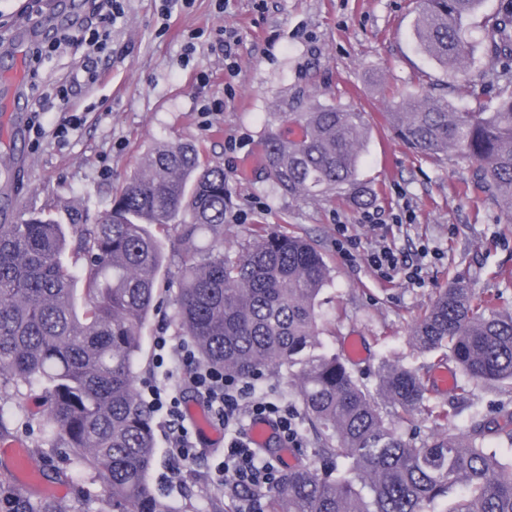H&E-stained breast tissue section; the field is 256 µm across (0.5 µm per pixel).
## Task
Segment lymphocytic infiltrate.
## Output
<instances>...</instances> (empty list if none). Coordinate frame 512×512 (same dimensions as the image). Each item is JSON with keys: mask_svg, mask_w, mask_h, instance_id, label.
Masks as SVG:
<instances>
[{"mask_svg": "<svg viewBox=\"0 0 512 512\" xmlns=\"http://www.w3.org/2000/svg\"><path fill=\"white\" fill-rule=\"evenodd\" d=\"M154 347L156 364L163 367L165 377L147 383V402L165 420L171 460L194 458L199 443L197 433L185 425L182 416L183 390L188 387L205 401L213 424L224 432V457L213 468L215 482L244 498L246 512H260L257 493L277 481L279 470L253 449L249 425L272 421L279 438L298 448L302 441L294 410L257 394L253 380L200 364L194 346L187 341L162 335L155 337ZM172 374L179 376L180 385L167 383V376Z\"/></svg>", "mask_w": 512, "mask_h": 512, "instance_id": "f902f5d3", "label": "lymphocytic infiltrate"}]
</instances>
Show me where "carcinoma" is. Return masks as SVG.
Instances as JSON below:
<instances>
[{
	"label": "carcinoma",
	"mask_w": 512,
	"mask_h": 512,
	"mask_svg": "<svg viewBox=\"0 0 512 512\" xmlns=\"http://www.w3.org/2000/svg\"><path fill=\"white\" fill-rule=\"evenodd\" d=\"M483 0H422L415 33L442 68L462 72L469 42L463 22ZM496 82L512 84V0L482 24ZM398 135L423 156L453 151L478 163L472 189L512 213V96L490 112H450L444 99L402 102L390 113ZM297 137L264 141L274 183L290 195L338 189L363 197L358 178L364 114L335 106L283 113ZM232 192L224 168L193 143H161L112 196L108 209L61 216L34 211L0 223V386L44 390L40 449L61 477L64 455L94 473L112 512H172L150 482L156 448L153 412L137 393L142 328L153 310L166 247L156 230L176 223L183 266L176 319L201 363L243 378L297 368V393L320 438L319 461L285 468L266 492L268 512H425L462 484L447 512H512V466L484 448L494 433L473 426L413 447L389 426L387 407L425 410L423 376L383 372L388 405L377 402L345 359L314 354L317 297L326 283L320 250L295 233L263 234L230 260L224 223ZM500 296L463 283L442 290L412 329L425 352L446 351L466 381L512 382V315ZM0 512H62L55 501L0 477Z\"/></svg>",
	"instance_id": "obj_1"
}]
</instances>
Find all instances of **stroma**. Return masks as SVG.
Returning <instances> with one entry per match:
<instances>
[{
	"label": "stroma",
	"instance_id": "1",
	"mask_svg": "<svg viewBox=\"0 0 512 512\" xmlns=\"http://www.w3.org/2000/svg\"><path fill=\"white\" fill-rule=\"evenodd\" d=\"M498 3L484 0L480 14L469 19L474 63L455 76L416 42L421 0H189L168 17L162 0H124L125 16L97 55L102 80L76 89L73 97L86 122L60 145L51 136L62 118L51 92L83 80L88 53L84 44L61 41L60 33H77L99 18L98 4L0 0V191L9 193L11 219L42 208L60 214L104 208L156 143H196L207 162L223 166L233 211L241 216L224 225L226 256H237L268 232L305 236L321 251L328 268L318 304L324 350L342 353L347 336H361L367 355L355 369L374 393L382 366L439 368L437 356L421 353L411 332L442 288L460 279L486 294L503 293V310L512 313V215L468 190L475 164L453 152L417 154L395 133L389 113L405 97L443 98L456 111L482 112L512 94L511 85L485 83L490 64L478 48L482 17ZM224 32L236 39L232 69L224 61ZM56 39L60 47L32 64L33 50ZM17 80L24 84L29 110L39 114L44 138L15 126L10 85ZM214 101L221 110L203 112ZM316 104L366 116L360 170L369 191L365 204L344 190L327 197L290 195L267 174L262 157L268 130L278 128L280 113ZM368 211L376 225L363 223ZM340 224L361 243L356 260H346L336 247ZM381 242L407 258H423L422 283H410L401 273L377 276L364 254ZM182 257L169 252L161 273L160 308L142 330L139 378L155 370V336L181 334L175 312ZM427 402L430 412L389 416L392 428L417 445L452 427L506 424L512 418V383L473 381L462 398L434 389ZM442 410L453 412L452 422L437 419ZM155 435L158 454L150 479L172 512H214L218 499L230 512H243L244 501L225 495L212 479L213 449L200 448L194 459L178 463L163 451V429ZM44 445L25 434L0 442V467L29 455V471L14 474L18 488L40 490L63 512H111L91 471L63 460L59 466L69 481L43 478L35 453ZM75 480L92 491V503L75 497Z\"/></svg>",
	"mask_w": 512,
	"mask_h": 512
}]
</instances>
